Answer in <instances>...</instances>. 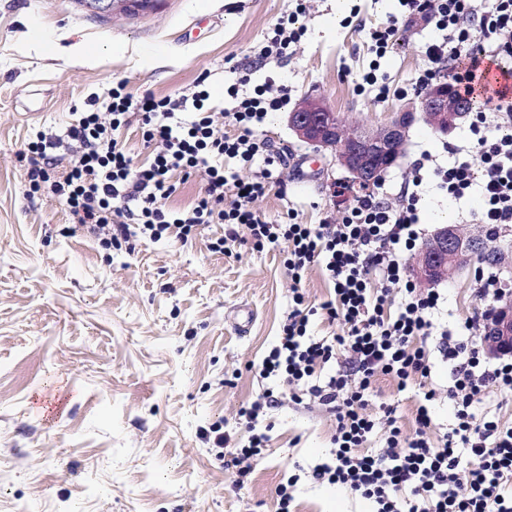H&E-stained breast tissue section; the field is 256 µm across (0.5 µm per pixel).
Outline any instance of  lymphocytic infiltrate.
<instances>
[{"label":"lymphocytic infiltrate","instance_id":"lymphocytic-infiltrate-1","mask_svg":"<svg viewBox=\"0 0 512 512\" xmlns=\"http://www.w3.org/2000/svg\"><path fill=\"white\" fill-rule=\"evenodd\" d=\"M310 3L295 0L294 12L278 19L252 48L253 62H281L296 54L306 33L299 18ZM417 15L434 35L423 44L428 66L411 90L419 96L448 80L457 96L473 104L472 138L462 161L442 164L421 152L397 198L371 191L319 224L299 223L291 209L269 221L258 204L278 183L284 160L259 131L268 114L291 110L292 90L272 81L253 87L245 76L225 87L234 103L225 113L212 111L201 80L191 92L162 98L133 95L125 82H116L105 107L89 99L64 132L36 131L22 159L31 191L57 201L104 247L140 236L185 240L207 224L230 227L227 237L211 244L218 253L241 232L256 250L283 246L292 306L259 374L287 384L289 395L268 389L239 410L250 436L233 454L238 474L250 472L266 448L262 424L268 410L286 399L299 404L307 398L336 418L328 457L306 475L311 483L349 489L368 500L373 512H512V425L480 409L487 387L512 394V358L488 361L480 340L483 319L493 311L448 330L436 321L444 293L419 288L406 268L423 234L427 183L456 201L478 199L471 223L489 231L512 225V134L485 133L489 121L512 120V68L504 64L512 58V0H396L390 21L366 33L370 61L353 79L359 93L377 101L388 97L381 62L397 42L399 22ZM133 121L151 151L149 163L140 167L113 137ZM62 153L70 157L63 170ZM228 159L236 162L235 172H226ZM176 171L201 174L203 181L183 210L166 205L177 189ZM317 263L333 286L322 308L342 328L334 336L311 335L312 311L299 290ZM341 355L344 369L315 382L318 370ZM439 360L451 365L443 388L432 377ZM381 376L399 391L414 390V433L404 432L392 405L368 412ZM442 398L451 403L454 421L436 444L430 436L432 408ZM376 435L381 447L366 449Z\"/></svg>","mask_w":512,"mask_h":512}]
</instances>
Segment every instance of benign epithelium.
<instances>
[{
	"label": "benign epithelium",
	"mask_w": 512,
	"mask_h": 512,
	"mask_svg": "<svg viewBox=\"0 0 512 512\" xmlns=\"http://www.w3.org/2000/svg\"><path fill=\"white\" fill-rule=\"evenodd\" d=\"M418 113L432 129L441 133L456 128L465 117L462 106L455 104L448 95L446 84L438 83L403 110L392 113L386 122L376 127L373 137L351 136L350 146L340 135L342 116L333 112L321 99L315 98L294 108L288 113V126L299 138L316 141L331 151L336 161L354 178L355 185L372 187L386 171L383 157L392 155L393 146L405 139ZM484 249V244L477 240L459 237L456 226L442 225L425 246L417 275L423 282L431 283L441 261ZM497 312L496 323L490 325L485 336L487 347L493 353L512 349L511 296L504 299Z\"/></svg>",
	"instance_id": "benign-epithelium-1"
}]
</instances>
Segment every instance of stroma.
<instances>
[{
    "label": "stroma",
    "mask_w": 512,
    "mask_h": 512,
    "mask_svg": "<svg viewBox=\"0 0 512 512\" xmlns=\"http://www.w3.org/2000/svg\"><path fill=\"white\" fill-rule=\"evenodd\" d=\"M349 26L335 24V0H313L307 33L284 63L252 66L251 48L293 0H157L133 16L100 17L76 0H0V512H273L274 491L293 464L309 467L328 450L336 423L315 403L285 405L268 416L269 447L243 484L204 435L221 425L230 444L244 442L236 411L270 381L258 365L288 314L282 251L237 239L229 253L211 242L225 235L203 226L188 241L147 238L104 248L72 224L64 207L31 193L18 155L33 128L63 129L73 109L105 97L113 82L159 96L185 91L206 76L211 105L223 111L226 85L249 75L285 80L296 100L321 98L354 125L371 128L405 102L398 96L425 67L427 24L406 21L383 62L392 92L373 101L356 92L352 72L369 61L365 32L384 24L394 0H357ZM86 42L89 59H71ZM260 134L283 156L286 191L260 207L277 219L293 207L305 224L336 211L337 185L348 175L331 152L291 131L287 115L269 114ZM469 119L434 132L416 118L403 154L382 183L396 194L422 151L466 145ZM469 206L429 193L425 232L450 220L466 236ZM470 261L441 281L448 305L440 321L455 325L479 313ZM250 308L238 333L229 311ZM69 397L60 413L52 406ZM294 512H371V504L337 487L301 481Z\"/></svg>",
    "instance_id": "stroma-1"
}]
</instances>
